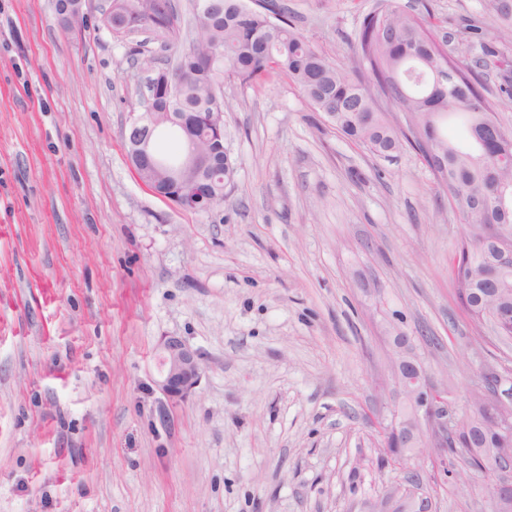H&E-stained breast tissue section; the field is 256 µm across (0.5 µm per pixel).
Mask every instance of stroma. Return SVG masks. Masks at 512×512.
Segmentation results:
<instances>
[{"label":"stroma","instance_id":"obj_1","mask_svg":"<svg viewBox=\"0 0 512 512\" xmlns=\"http://www.w3.org/2000/svg\"><path fill=\"white\" fill-rule=\"evenodd\" d=\"M426 2L456 58L512 0ZM337 63L378 0H284ZM90 0L65 28L56 0H0V512H370L402 471L378 469L398 402L389 323L448 407L512 347L481 340L449 263L463 223L420 155L384 159L340 134L288 78L225 80L224 205L187 213L127 157L146 73ZM486 79L512 129V43ZM197 350L200 382L169 402L162 338ZM451 476L431 512H491Z\"/></svg>","mask_w":512,"mask_h":512}]
</instances>
